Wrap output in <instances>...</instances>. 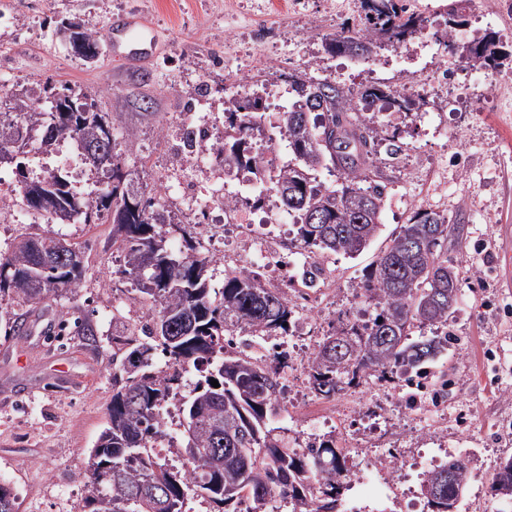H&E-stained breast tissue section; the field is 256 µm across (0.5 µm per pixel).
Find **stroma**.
Segmentation results:
<instances>
[{
  "mask_svg": "<svg viewBox=\"0 0 512 512\" xmlns=\"http://www.w3.org/2000/svg\"><path fill=\"white\" fill-rule=\"evenodd\" d=\"M403 2L422 18V31L400 45L379 43L363 59L326 46L341 27H360L361 0H0V85L40 89L62 82L86 94L110 122L134 186L147 195L167 180L179 152L176 134L161 135L163 124L205 112L223 133L225 97L249 93L281 73L327 76L351 88L381 83L409 97L407 109L385 101L368 111L403 144L398 159L382 153L374 159L388 192L381 235L357 258L322 256L336 288L301 336L287 339L291 355L273 424L290 438L351 434L356 447L346 466L352 471L408 448L405 481L387 512L425 507L419 461L466 454L465 500H479L482 512H501L489 463L512 457V69L472 65L461 49L489 29L512 54V0H470L454 51L436 39L446 28L449 0ZM137 10L159 36L156 62L145 68L104 48L84 60L57 34L62 24L76 22L105 36L114 15ZM19 207L15 201L0 211V250L11 251L22 235L49 233L89 259L67 298L29 312L27 335H10L5 314L15 304L0 300V484L12 489L17 512H62L84 483L88 452L106 422L112 338L131 324L128 308L139 307L144 323L156 313L136 305L111 224H60L43 216L19 224L13 215ZM420 207L462 227L460 247L448 251L463 265L460 299L448 322L455 341L444 357L448 403L432 411L410 408L406 387L373 380L365 414L345 415L340 428L328 419L314 422L298 351L316 349L339 312L361 316L355 284ZM78 318L90 322L95 341L57 335L59 322Z\"/></svg>",
  "mask_w": 512,
  "mask_h": 512,
  "instance_id": "1",
  "label": "stroma"
}]
</instances>
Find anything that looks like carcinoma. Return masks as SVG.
<instances>
[{
    "label": "carcinoma",
    "instance_id": "cac0c4a2",
    "mask_svg": "<svg viewBox=\"0 0 512 512\" xmlns=\"http://www.w3.org/2000/svg\"><path fill=\"white\" fill-rule=\"evenodd\" d=\"M467 0L448 5V47L465 25ZM364 18L356 35L346 31L331 39L332 50L351 53L354 44L373 47L381 40L401 43L420 30V19L399 0H363ZM74 52L93 59L98 32L84 27ZM496 33L469 43L470 58L484 68L501 69L503 55ZM358 92L328 77L288 73V106L278 113V129L288 145V160L267 157L263 141L262 97L258 92L224 101V139L211 146L215 164L250 170L255 181L274 192L294 224L298 247L313 255L362 254L378 237L387 198L386 184L370 160L384 147L392 159L402 153L395 136H387L360 113ZM9 101L0 120V145L24 141L29 127L42 130L49 147L68 137L101 174L94 197L82 199L68 176L52 171L20 186L27 211L68 220L104 224L122 238L123 274L139 300L158 307L157 317L140 328L112 337V404L106 426L88 455L85 507L89 512H187L193 493L232 512H268L274 496L290 512H336L348 470L336 440L313 439L291 448L268 427L277 413L280 370L287 357L266 362L227 350L226 337L245 333L255 343L289 331L293 308L283 294L255 276L224 277L215 297L206 275L207 261L195 253L190 225H176L184 249L166 248V219L156 196L135 190L114 154L112 140L100 150L97 139L111 128L94 103L80 101L66 84L47 83L43 96L25 89L0 93ZM327 170L337 177L330 186L318 179ZM60 237L28 234L10 253H0V297L13 294L22 303L50 304L75 288L86 267L67 262L41 265L56 253ZM460 244L459 225L434 210L417 209L364 270L356 297L370 309L367 319L339 320L331 327L308 365V386L317 399H328L375 377L400 383L426 380L451 344L448 320L459 300L458 260L448 245ZM48 285L37 293L31 273ZM431 328L429 336L414 329ZM201 373L190 395H181L187 369ZM215 379L219 387L210 384ZM179 397L183 446L180 455L195 466L192 477L170 466L153 451L160 434V410ZM470 472L462 457L448 455L423 480L422 492L434 512L457 508ZM492 490L512 502V458L499 465ZM246 508H241V505Z\"/></svg>",
    "mask_w": 512,
    "mask_h": 512
}]
</instances>
